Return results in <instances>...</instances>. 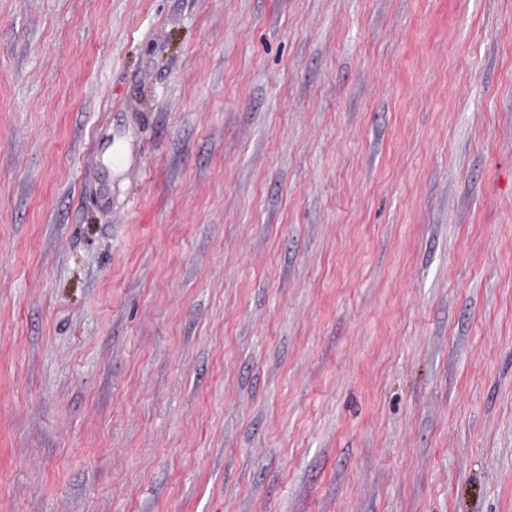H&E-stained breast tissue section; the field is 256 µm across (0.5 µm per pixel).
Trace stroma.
I'll return each mask as SVG.
<instances>
[{"instance_id":"obj_1","label":"stroma","mask_w":512,"mask_h":512,"mask_svg":"<svg viewBox=\"0 0 512 512\" xmlns=\"http://www.w3.org/2000/svg\"><path fill=\"white\" fill-rule=\"evenodd\" d=\"M0 512H512V0H0Z\"/></svg>"}]
</instances>
